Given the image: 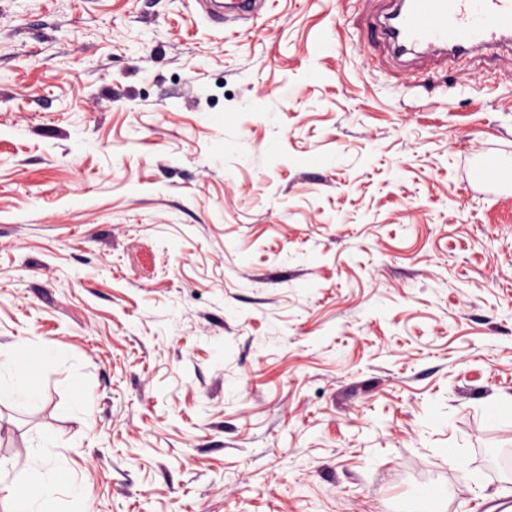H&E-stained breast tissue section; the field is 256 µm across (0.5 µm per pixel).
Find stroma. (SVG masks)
<instances>
[{"instance_id": "35a3bbf8", "label": "stroma", "mask_w": 512, "mask_h": 512, "mask_svg": "<svg viewBox=\"0 0 512 512\" xmlns=\"http://www.w3.org/2000/svg\"><path fill=\"white\" fill-rule=\"evenodd\" d=\"M385 7L0 0V512L43 436L57 512L512 496V53Z\"/></svg>"}]
</instances>
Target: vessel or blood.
<instances>
[{
  "instance_id": "1",
  "label": "vessel or blood",
  "mask_w": 512,
  "mask_h": 512,
  "mask_svg": "<svg viewBox=\"0 0 512 512\" xmlns=\"http://www.w3.org/2000/svg\"><path fill=\"white\" fill-rule=\"evenodd\" d=\"M378 31L397 55L438 51L455 59L512 46V0H392Z\"/></svg>"
}]
</instances>
